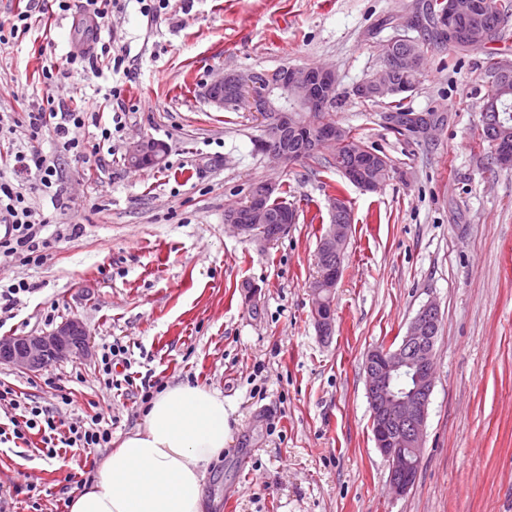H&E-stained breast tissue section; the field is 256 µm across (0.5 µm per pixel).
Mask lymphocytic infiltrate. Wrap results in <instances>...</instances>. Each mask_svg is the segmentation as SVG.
<instances>
[{
    "label": "lymphocytic infiltrate",
    "mask_w": 512,
    "mask_h": 512,
    "mask_svg": "<svg viewBox=\"0 0 512 512\" xmlns=\"http://www.w3.org/2000/svg\"><path fill=\"white\" fill-rule=\"evenodd\" d=\"M88 113L83 108H58L55 105L26 108L23 121L29 133L27 149L15 152L11 174L0 173V257L14 258L31 266L42 265L54 239L44 236L52 217L33 210L27 204V185L36 183L52 188L59 179L56 157L68 154L77 158L98 155L112 139L109 127H101L96 141L86 140L83 130ZM54 136V153L41 147L44 133ZM12 400L15 408L8 422L0 423V442L28 441L30 435H40L46 458L60 455L62 450L77 448L87 451L108 447L112 427L103 413L87 416L78 425L61 430L56 410L37 403L15 399L12 389H0V400Z\"/></svg>",
    "instance_id": "1"
}]
</instances>
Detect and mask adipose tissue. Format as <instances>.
<instances>
[{
	"instance_id": "adipose-tissue-1",
	"label": "adipose tissue",
	"mask_w": 512,
	"mask_h": 512,
	"mask_svg": "<svg viewBox=\"0 0 512 512\" xmlns=\"http://www.w3.org/2000/svg\"><path fill=\"white\" fill-rule=\"evenodd\" d=\"M228 434L218 391L187 383L167 387L70 512H202L206 467L223 454Z\"/></svg>"
}]
</instances>
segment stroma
Returning <instances> with one entry per match:
<instances>
[{
	"instance_id": "1",
	"label": "stroma",
	"mask_w": 512,
	"mask_h": 512,
	"mask_svg": "<svg viewBox=\"0 0 512 512\" xmlns=\"http://www.w3.org/2000/svg\"><path fill=\"white\" fill-rule=\"evenodd\" d=\"M415 0H169L160 16L127 0L100 33L124 54L75 66L47 88L42 67L76 53L80 27L56 0H30L41 25L0 47V114L101 102L103 124L121 114L110 150L60 156L78 237L43 265L0 259V279H25L0 337L42 333L65 319L85 325L92 352L33 373L0 363V384L57 408L65 424L103 412L120 444L143 423L140 395L105 385L103 344L130 348L132 369L155 390L197 383L221 393L230 429L202 487L204 512H512V167L490 164L478 137L492 89L488 56L512 60V28L462 53L431 48L407 101L447 119L427 141L382 120L386 104L355 97L398 36ZM327 65L337 77V122L397 168L377 193L360 191L315 161L291 168L259 148L256 114L209 103L205 84L231 71ZM121 91L109 97L111 88ZM163 142L161 166L135 168L133 140ZM272 180L297 220L275 243L236 235L224 212L250 185ZM342 186L352 229L333 293L335 323L320 336L310 284ZM440 310L436 378L414 486L395 497L376 448L363 366L371 349L403 336L419 308ZM71 392L65 406L57 388ZM109 451L0 444V496L10 512H69L77 479H92Z\"/></svg>"
}]
</instances>
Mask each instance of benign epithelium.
<instances>
[{"instance_id":"benign-epithelium-1","label":"benign epithelium","mask_w":512,"mask_h":512,"mask_svg":"<svg viewBox=\"0 0 512 512\" xmlns=\"http://www.w3.org/2000/svg\"><path fill=\"white\" fill-rule=\"evenodd\" d=\"M416 42L409 41L394 58L383 62L369 80L353 87L358 98L392 97L416 88L422 74L415 52ZM400 71L410 83L397 82ZM337 84L334 70L327 67H285L270 73L264 82L256 81L251 71L228 72L205 88L206 98L222 109L234 105L245 112H255L265 130L264 151L278 164L288 166L285 138L292 130L301 129L308 135L310 148L322 149L326 143L343 136L342 128L328 126L320 111L329 101ZM306 115L296 120L294 112ZM385 124L421 140L441 126L442 115L433 113L423 119L405 124L396 112L383 113ZM158 143L142 138L129 146L127 161L135 165H149L160 161ZM376 177L363 176L362 168L355 166L349 180L363 192H378L383 176L390 175L387 166L370 162ZM278 189L272 181H259L251 186L246 199L226 211L224 223L237 234L273 242L284 233L285 226L270 233L266 221L267 200ZM350 225L331 224L319 242L317 258L329 266H320L321 272L311 285L312 315L318 332L332 331V307L323 298L326 283L339 279L341 259L348 239ZM438 306L428 302L421 306L409 323L400 342L392 346L376 347L365 358L366 393L372 408L371 430L376 447L388 463V483L393 493L403 495L415 484L417 462L424 447L429 405L435 383V334L439 328ZM88 352L86 330L80 319L63 321L49 333L12 335L0 338V363L16 369L38 371L51 362L68 359Z\"/></svg>"}]
</instances>
